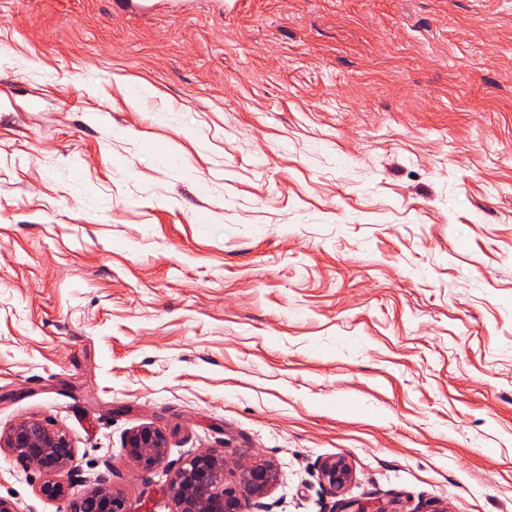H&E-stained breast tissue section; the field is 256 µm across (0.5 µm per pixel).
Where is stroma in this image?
Here are the masks:
<instances>
[{"mask_svg": "<svg viewBox=\"0 0 512 512\" xmlns=\"http://www.w3.org/2000/svg\"><path fill=\"white\" fill-rule=\"evenodd\" d=\"M30 417L76 455L48 500L1 450L16 512L108 467L172 512L144 424L230 485L273 462L268 512H512V0H0V433ZM125 456L143 470L161 465L167 456L168 443L165 434L151 425H141L131 431L125 440ZM324 483L336 494L343 491L353 478V470L344 458L330 457L320 465Z\"/></svg>", "mask_w": 512, "mask_h": 512, "instance_id": "35a3bbf8", "label": "stroma"}]
</instances>
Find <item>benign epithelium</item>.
I'll list each match as a JSON object with an SVG mask.
<instances>
[{"instance_id":"obj_1","label":"benign epithelium","mask_w":512,"mask_h":512,"mask_svg":"<svg viewBox=\"0 0 512 512\" xmlns=\"http://www.w3.org/2000/svg\"><path fill=\"white\" fill-rule=\"evenodd\" d=\"M25 464L36 466L46 477L40 494L49 499L66 495V487L59 476L71 471L75 447L69 434L37 417H29L0 434V449ZM165 434L151 425H141L131 431L124 443L125 456L143 470L161 465L167 456ZM227 464L224 456L210 451H199L175 465L167 466V494L173 503V512H244L243 501L264 507L266 497L277 481L278 473L269 463H256L246 468L235 490L224 487ZM100 474L93 487L73 499L69 512H125L121 498L113 494L108 473ZM324 483L340 493L353 478V470L343 458L330 457L320 465Z\"/></svg>"}]
</instances>
